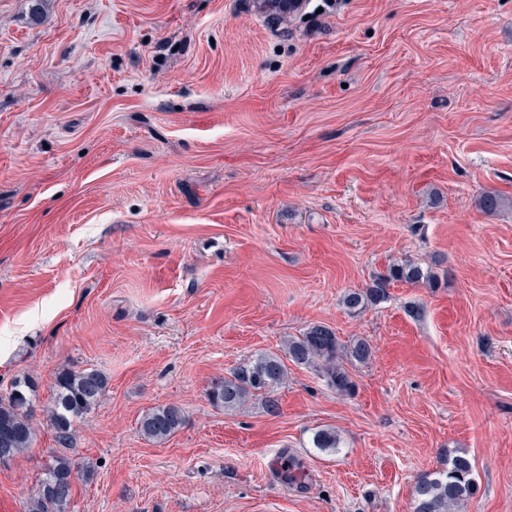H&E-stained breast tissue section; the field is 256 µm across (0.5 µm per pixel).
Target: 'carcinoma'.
Returning <instances> with one entry per match:
<instances>
[{"label":"carcinoma","mask_w":512,"mask_h":512,"mask_svg":"<svg viewBox=\"0 0 512 512\" xmlns=\"http://www.w3.org/2000/svg\"><path fill=\"white\" fill-rule=\"evenodd\" d=\"M298 2L300 0H255L261 12L278 21L292 17ZM506 203L507 199L496 192H484L477 198L478 208L485 213H494ZM436 282L437 276L431 269L412 260H402L389 265L369 286L346 292L343 304L350 311L360 312L387 301L389 289L395 283L433 287ZM372 353L368 341L356 339L345 343L330 327L314 324L300 335L290 337L283 354H260L230 369L223 379L208 389V397L226 409L240 408L252 399H259L268 412L275 413L279 404L274 393L288 375V361L315 369L330 389L340 395H350L355 383L348 366L367 362ZM107 385L105 375L96 369H63L56 373L48 419L58 447H73L74 423L98 404ZM33 397L30 383L20 378L12 382L8 397L0 400V438L8 437L14 457L29 448L34 437L31 423ZM185 422L180 407H156L141 416L138 431L144 439L162 443L174 436ZM312 445L321 452L336 453L340 449V439L335 430L322 428L313 432ZM78 470L84 480L92 479L90 465L77 467L64 454L51 457L27 502V512H67L74 494L71 476ZM473 491L471 460L464 453L450 455L445 467L418 477L413 487L412 512H455Z\"/></svg>","instance_id":"obj_1"}]
</instances>
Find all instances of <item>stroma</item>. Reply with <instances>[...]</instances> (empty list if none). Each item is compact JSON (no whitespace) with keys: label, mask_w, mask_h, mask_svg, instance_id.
Segmentation results:
<instances>
[{"label":"stroma","mask_w":512,"mask_h":512,"mask_svg":"<svg viewBox=\"0 0 512 512\" xmlns=\"http://www.w3.org/2000/svg\"><path fill=\"white\" fill-rule=\"evenodd\" d=\"M403 259L438 287L343 306ZM314 323L372 345L353 395L292 365L278 414L209 401ZM63 368L108 378L68 512H411L452 452L457 512H512V0H0V394L36 384L0 512L57 451ZM167 405L184 427L145 440ZM281 448L308 483L269 474ZM304 0H255L257 8L277 21L291 18L298 9V2ZM183 410L175 405L156 407L145 412L138 421L139 434L146 440L162 443L174 436L185 424ZM473 465L464 453L448 455L445 467L418 477L412 512H454L474 491Z\"/></svg>","instance_id":"1"}]
</instances>
